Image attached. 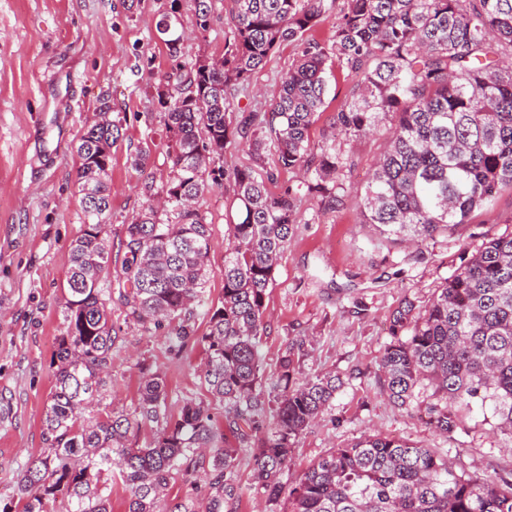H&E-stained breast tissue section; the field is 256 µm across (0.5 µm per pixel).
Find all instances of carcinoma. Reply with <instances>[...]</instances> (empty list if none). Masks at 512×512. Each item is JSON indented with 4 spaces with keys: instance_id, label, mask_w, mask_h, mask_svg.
Masks as SVG:
<instances>
[{
    "instance_id": "obj_1",
    "label": "carcinoma",
    "mask_w": 512,
    "mask_h": 512,
    "mask_svg": "<svg viewBox=\"0 0 512 512\" xmlns=\"http://www.w3.org/2000/svg\"><path fill=\"white\" fill-rule=\"evenodd\" d=\"M232 2L224 56L188 62L173 74L174 92L157 89L169 164L165 217L150 204L126 225L118 289L125 322L145 328L175 320L176 346H202L210 398L187 396L173 415L163 376L143 367L133 412L81 418L101 397L113 349L123 342L112 324V294L100 288L110 261L112 145L120 137L104 118L77 146L83 228L70 247L64 330L43 421L50 453L30 458L18 474L23 512H50L59 495L68 512H111L115 484L129 492L128 512H156L172 481L198 473L213 491L205 505L185 497L168 512H236L246 493L263 498L264 512H277L295 441L341 381L331 374L295 380L288 349L273 396H264L258 344L267 329L266 291L297 218L292 190L268 189L274 173L267 165L313 172L306 193L318 207L343 203L347 163L336 140L316 155L309 148L332 66L357 78L334 115L336 131L357 138L387 116L394 120L389 148L362 195L365 223L419 247L512 190V0H344L324 41L307 32L335 0ZM193 3L204 33L213 0ZM157 32L177 54L184 31L176 7ZM292 42L298 56L270 109L231 110L252 72ZM232 146L247 153L249 165H223ZM221 180L233 183L229 209L237 219L227 225L224 296L209 309V331L198 336L187 313L206 294L210 233L194 203ZM379 381L401 409L422 399L427 425L442 434L464 428L472 406L490 405L503 448L512 452V233L477 248L426 305L398 304ZM215 403L252 455L244 485L236 449L224 447L216 425ZM151 423L158 426L151 442L128 445ZM289 500L290 512H512V480L460 473L421 443L373 433L299 472Z\"/></svg>"
}]
</instances>
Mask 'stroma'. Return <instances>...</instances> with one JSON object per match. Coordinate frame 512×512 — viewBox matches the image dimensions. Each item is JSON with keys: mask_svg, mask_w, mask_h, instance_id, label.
<instances>
[{"mask_svg": "<svg viewBox=\"0 0 512 512\" xmlns=\"http://www.w3.org/2000/svg\"><path fill=\"white\" fill-rule=\"evenodd\" d=\"M171 0H0V502L16 504L14 484L29 457L47 452L42 421L51 392V362L63 330L61 310L70 245L80 233L76 146L100 115L121 128L112 147L111 252L105 288H118L125 226L146 204L145 180L168 179L165 131L156 87L162 76L203 56L222 54L229 35V0H214L213 20L198 33L192 0H181L185 37L171 56L157 24ZM297 48L281 45L250 77L234 101L238 110L269 109ZM356 83L339 68L328 74L325 105L309 131L312 146L332 134L336 109ZM390 121L372 136H335L347 160L349 192L341 206L317 211L304 172L276 171L271 191L298 193L297 222L267 290L269 325L259 344L266 383L277 379L287 345H295L299 377L332 373L342 385L330 405L295 442L281 482L291 488L299 471L329 451L372 431L420 442L455 457L459 469L490 480L512 479V456L501 453L474 408L465 430L433 433L419 411L395 409L378 379L389 342V317L401 298L423 305L462 264L465 253L512 231V191L493 208L475 210L466 224L437 235L420 250L361 223L360 191L388 147ZM333 135V134H332ZM143 155L142 170L133 160ZM230 183L199 199L211 234L205 303L194 306L198 334L208 331V309L224 293L221 271L231 220ZM112 322L125 336L101 401L85 410H133L139 366L163 375L170 400L201 393L205 352L176 348L170 326L145 329L125 322L120 302Z\"/></svg>", "mask_w": 512, "mask_h": 512, "instance_id": "1", "label": "stroma"}]
</instances>
